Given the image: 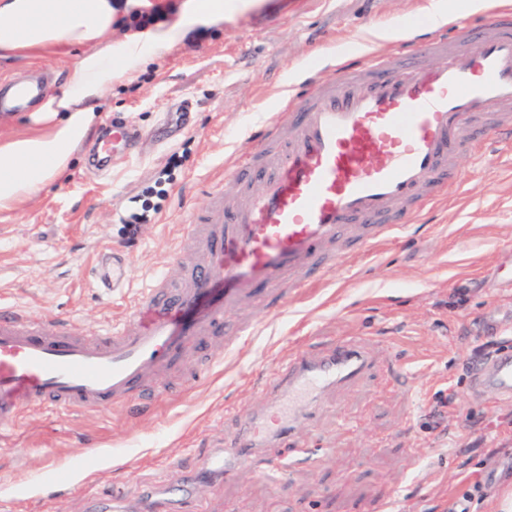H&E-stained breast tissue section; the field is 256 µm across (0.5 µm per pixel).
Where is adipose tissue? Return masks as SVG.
Here are the masks:
<instances>
[{
	"label": "adipose tissue",
	"mask_w": 512,
	"mask_h": 512,
	"mask_svg": "<svg viewBox=\"0 0 512 512\" xmlns=\"http://www.w3.org/2000/svg\"><path fill=\"white\" fill-rule=\"evenodd\" d=\"M154 0H0V59L71 56L61 88L31 106L28 131L0 140V210L18 206L68 167L115 81L196 29L223 23L254 0H178L153 24L113 39L123 18Z\"/></svg>",
	"instance_id": "obj_1"
}]
</instances>
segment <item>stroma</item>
I'll use <instances>...</instances> for the list:
<instances>
[{"label":"stroma","mask_w":512,"mask_h":512,"mask_svg":"<svg viewBox=\"0 0 512 512\" xmlns=\"http://www.w3.org/2000/svg\"><path fill=\"white\" fill-rule=\"evenodd\" d=\"M432 0H258L201 29L115 83L98 128L68 169L36 197L0 212V310L111 329L170 263L190 211L209 190L236 186L226 169L257 145L301 69L326 68L332 51L394 52L362 42L371 27H410ZM120 113L148 131L110 176L89 150ZM457 160L459 180L419 218L351 258L281 308L251 307L253 336L189 346L172 394L77 413L34 406L0 430V512H88V496L144 503L168 488L167 512H483L512 484V401L477 398L469 367L485 344L512 342V147ZM132 247L125 287L95 279L101 253ZM354 338L378 360L357 383L322 399L300 458L203 483L196 475L261 402L265 373L307 349ZM455 402L435 405L440 391Z\"/></svg>","instance_id":"1"}]
</instances>
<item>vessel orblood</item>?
I'll return each instance as SVG.
<instances>
[{"label": "vessel or blood", "instance_id": "1", "mask_svg": "<svg viewBox=\"0 0 512 512\" xmlns=\"http://www.w3.org/2000/svg\"><path fill=\"white\" fill-rule=\"evenodd\" d=\"M45 92L14 83L0 112H19ZM143 130L113 118L97 146L93 172L106 175ZM487 139L512 140V7L409 31L391 55L337 53L330 75L309 70L265 124L256 148L227 178L239 193L212 190L190 213L175 257L181 283L159 276L111 330L94 336L69 321L0 312V428L35 405L96 411L151 401L187 344H224L253 335L228 315L261 300L276 305L347 262L348 243L372 247L397 231V207L412 218L435 203L453 163ZM109 288L129 277L124 255L101 257ZM375 358L351 339L290 356L269 370L272 402L240 414L226 447L204 470L229 476L265 449L292 448L312 423L321 395L367 372ZM473 393L512 399V345L477 361Z\"/></svg>", "mask_w": 512, "mask_h": 512}]
</instances>
